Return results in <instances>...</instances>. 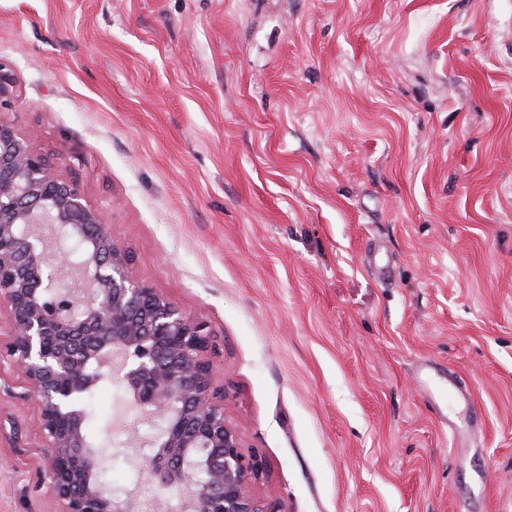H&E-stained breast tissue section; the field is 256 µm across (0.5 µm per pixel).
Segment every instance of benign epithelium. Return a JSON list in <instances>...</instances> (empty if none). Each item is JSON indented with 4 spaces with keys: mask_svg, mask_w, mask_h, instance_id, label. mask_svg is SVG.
<instances>
[{
    "mask_svg": "<svg viewBox=\"0 0 512 512\" xmlns=\"http://www.w3.org/2000/svg\"><path fill=\"white\" fill-rule=\"evenodd\" d=\"M14 83L0 61V111L11 107ZM130 262L77 185L0 118V304L10 317L3 353L38 410L55 512H147L152 504L102 481L85 433L82 393L109 366L107 376L157 420L142 471L177 500L165 512H279L253 493L264 460L242 452L225 418L209 323L131 280ZM73 268L91 286L83 302L58 287Z\"/></svg>",
    "mask_w": 512,
    "mask_h": 512,
    "instance_id": "benign-epithelium-1",
    "label": "benign epithelium"
}]
</instances>
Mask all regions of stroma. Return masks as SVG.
I'll return each instance as SVG.
<instances>
[{"instance_id":"stroma-1","label":"stroma","mask_w":512,"mask_h":512,"mask_svg":"<svg viewBox=\"0 0 512 512\" xmlns=\"http://www.w3.org/2000/svg\"><path fill=\"white\" fill-rule=\"evenodd\" d=\"M0 61V118L212 326L257 494L512 512V0H0ZM22 393L0 360V512H52ZM90 427L149 492L119 381Z\"/></svg>"}]
</instances>
